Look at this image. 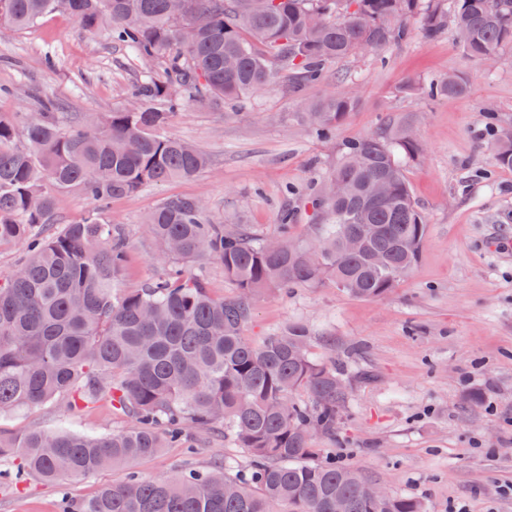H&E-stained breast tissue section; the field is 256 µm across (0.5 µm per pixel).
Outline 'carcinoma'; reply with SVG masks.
Returning a JSON list of instances; mask_svg holds the SVG:
<instances>
[{
    "label": "carcinoma",
    "instance_id": "obj_1",
    "mask_svg": "<svg viewBox=\"0 0 512 512\" xmlns=\"http://www.w3.org/2000/svg\"><path fill=\"white\" fill-rule=\"evenodd\" d=\"M64 12L95 34L160 65L138 85L136 112L122 106L100 125L60 124L53 112L19 123L0 118V243L26 258L0 279V416L47 402L66 412L100 402L131 424L109 435L72 430L0 433V460H15L16 482L88 476L157 454L190 433L219 426L244 449L249 468L224 461L154 480L134 472L67 512H427L413 497L380 501L357 469L321 459L312 432L333 434L347 399L336 363L315 359L308 330L291 324L255 342L246 336L252 305L267 291L327 280L359 299L384 297L416 264L427 224L403 163L420 158L407 127L347 141L313 200L316 224L304 240L284 213L275 240L244 224L213 219L196 198L169 197L146 218L163 276L121 289L128 245L99 216L114 198L195 176L206 156L166 134L189 102L250 96L284 76L299 88L319 81L328 62L402 41L400 19L421 18L433 40L451 30L463 52L499 61L512 47V0H0V27L22 30ZM418 90L430 100L468 91L454 75ZM352 94L308 106L309 129L328 137L354 108ZM493 162L512 168V129L494 135ZM79 189L98 211L51 237L54 195ZM359 238L357 251L348 241ZM214 259L238 289L215 298L190 270ZM308 393L311 412L295 400Z\"/></svg>",
    "mask_w": 512,
    "mask_h": 512
}]
</instances>
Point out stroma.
Masks as SVG:
<instances>
[{
  "mask_svg": "<svg viewBox=\"0 0 512 512\" xmlns=\"http://www.w3.org/2000/svg\"><path fill=\"white\" fill-rule=\"evenodd\" d=\"M403 24L407 41L331 62L325 80L301 92L281 82L256 91L245 107L187 105L166 132L205 153L208 167L113 199L105 217L128 239L125 288L164 270L144 219L169 197L201 199L211 215L248 225L261 238L277 235L288 208L302 240L315 221V184L340 145L413 126L423 155L406 165L405 176L428 231L412 271L374 300L329 281L264 293L249 333L302 323L312 355L341 366L348 399L336 434L311 439L322 455L357 467L391 495L423 500L429 512H512V169L495 166L490 148L491 128L512 127V64L468 58L447 33L422 39L419 18ZM156 71L106 32L91 35L71 16L49 14L0 34V116L30 117L43 98L94 124ZM451 73L467 77L465 95L431 101L406 89ZM346 93L357 99L346 120L331 137L312 133L302 121L307 104ZM126 424L104 404L71 416L47 403L1 416L0 432L105 435ZM218 456L237 470L247 463L227 437L192 451L162 449L132 469L165 479ZM123 475L105 468L56 484L32 480L19 490L0 484V512H61L62 499L85 501Z\"/></svg>",
  "mask_w": 512,
  "mask_h": 512,
  "instance_id": "1",
  "label": "stroma"
}]
</instances>
